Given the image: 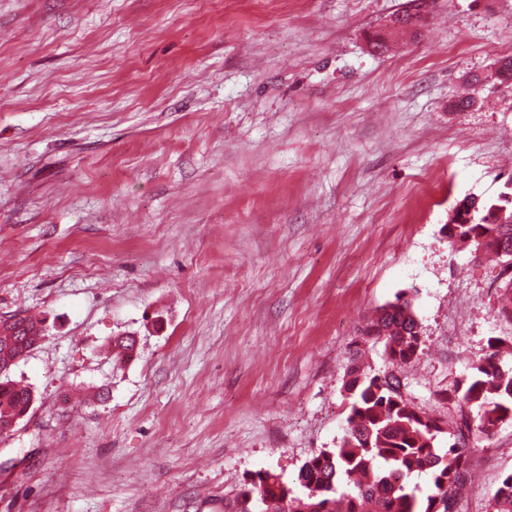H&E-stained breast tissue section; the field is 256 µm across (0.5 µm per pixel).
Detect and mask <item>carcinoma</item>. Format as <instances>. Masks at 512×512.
Listing matches in <instances>:
<instances>
[{"label": "carcinoma", "mask_w": 512, "mask_h": 512, "mask_svg": "<svg viewBox=\"0 0 512 512\" xmlns=\"http://www.w3.org/2000/svg\"><path fill=\"white\" fill-rule=\"evenodd\" d=\"M426 12V0H409L394 24L416 27ZM492 77L512 87V56L497 60ZM455 242L475 251L500 254L512 249V198L480 202L466 197L454 208ZM408 302L383 307L361 330L351 350L344 392L350 399L347 432L334 448L313 455L286 482L278 474H253L224 512H449L448 500L465 483L467 448L486 439L501 425L512 422V368L500 357L501 338L472 365V372L453 380L449 398L455 403L451 427L416 410L401 391L399 366L412 362L422 337L413 333L414 316ZM44 332L43 320L26 316L13 324L0 322V427L29 411L31 390L14 383L9 374L33 350L35 336ZM384 344L389 366L372 373L361 363V346ZM130 335L112 340V359L121 363L133 353ZM449 435L448 447L437 441ZM425 475L430 493L418 499L409 487L414 476ZM489 512H512V472L500 479L489 499Z\"/></svg>", "instance_id": "obj_1"}]
</instances>
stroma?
I'll return each mask as SVG.
<instances>
[{
	"instance_id": "obj_1",
	"label": "stroma",
	"mask_w": 512,
	"mask_h": 512,
	"mask_svg": "<svg viewBox=\"0 0 512 512\" xmlns=\"http://www.w3.org/2000/svg\"><path fill=\"white\" fill-rule=\"evenodd\" d=\"M407 3L0 0V318L45 326L10 373L35 401L0 434V512H224L293 478L344 437L349 350L397 297L426 414L512 341L499 259L443 233L512 180L486 78L512 0H430L416 31ZM469 457L457 510L487 512L512 423Z\"/></svg>"
}]
</instances>
